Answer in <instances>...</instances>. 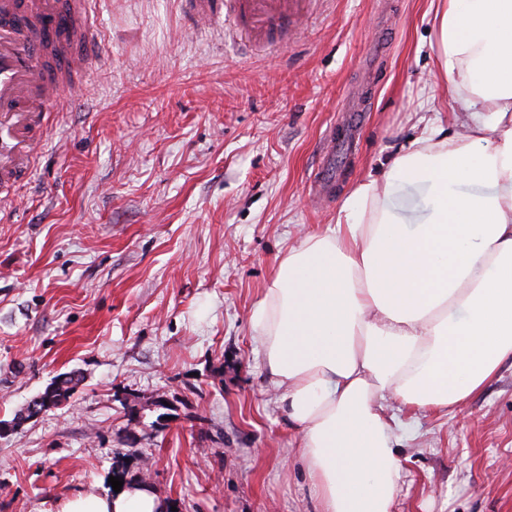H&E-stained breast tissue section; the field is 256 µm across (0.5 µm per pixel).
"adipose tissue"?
Here are the masks:
<instances>
[{"instance_id":"obj_1","label":"adipose tissue","mask_w":512,"mask_h":512,"mask_svg":"<svg viewBox=\"0 0 512 512\" xmlns=\"http://www.w3.org/2000/svg\"><path fill=\"white\" fill-rule=\"evenodd\" d=\"M434 37L461 132L430 119L333 230L284 252L252 311L318 512H391L402 459L384 401L445 413L512 359V0H438ZM402 185L423 189L426 217L394 214ZM166 508L134 487L59 512Z\"/></svg>"}]
</instances>
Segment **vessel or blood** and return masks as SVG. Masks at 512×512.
<instances>
[{"label": "vessel or blood", "instance_id": "1", "mask_svg": "<svg viewBox=\"0 0 512 512\" xmlns=\"http://www.w3.org/2000/svg\"><path fill=\"white\" fill-rule=\"evenodd\" d=\"M305 0H234L235 16L257 29L294 26ZM88 0H0V196L31 171L49 134L48 115L71 79H85L93 59ZM366 123L360 100L341 112V135L329 138L325 168L315 181L330 193L338 176L330 164L352 153Z\"/></svg>", "mask_w": 512, "mask_h": 512}]
</instances>
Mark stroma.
<instances>
[{"mask_svg":"<svg viewBox=\"0 0 512 512\" xmlns=\"http://www.w3.org/2000/svg\"><path fill=\"white\" fill-rule=\"evenodd\" d=\"M390 2L367 126L322 197L378 0H324L263 42L188 32V0H100L94 82L61 100L0 221V512L111 492L119 454L177 512H315L250 314L288 247L332 228L424 119L454 117L431 0ZM71 373L67 402L18 421ZM388 410L405 424L395 512H512L511 360L448 414Z\"/></svg>","mask_w":512,"mask_h":512,"instance_id":"35a3bbf8","label":"stroma"}]
</instances>
